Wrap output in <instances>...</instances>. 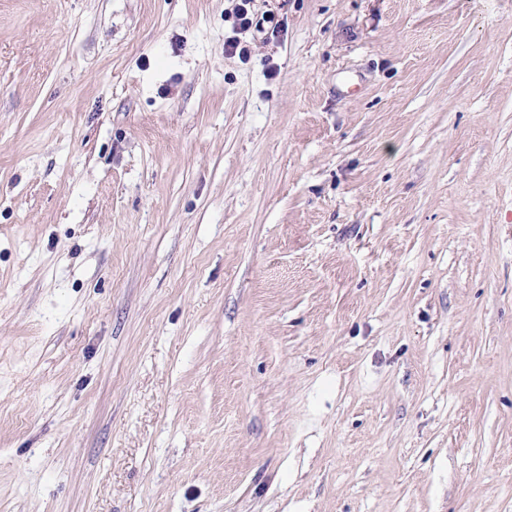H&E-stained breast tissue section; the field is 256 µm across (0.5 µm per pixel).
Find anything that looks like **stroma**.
Wrapping results in <instances>:
<instances>
[{
  "mask_svg": "<svg viewBox=\"0 0 512 512\" xmlns=\"http://www.w3.org/2000/svg\"><path fill=\"white\" fill-rule=\"evenodd\" d=\"M234 6L0 0V512H512V0Z\"/></svg>",
  "mask_w": 512,
  "mask_h": 512,
  "instance_id": "stroma-1",
  "label": "stroma"
}]
</instances>
